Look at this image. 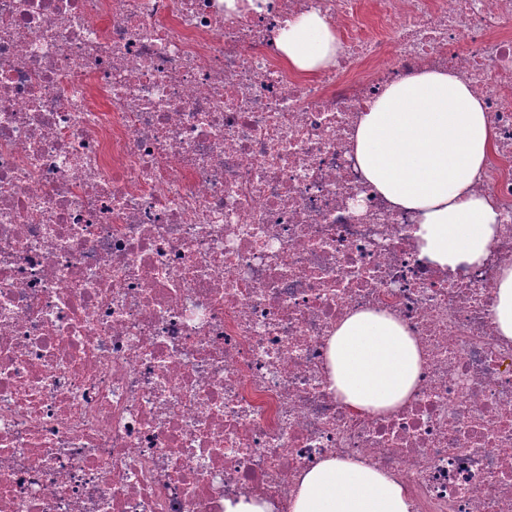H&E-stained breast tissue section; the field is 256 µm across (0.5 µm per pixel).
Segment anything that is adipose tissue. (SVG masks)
<instances>
[{
    "mask_svg": "<svg viewBox=\"0 0 512 512\" xmlns=\"http://www.w3.org/2000/svg\"><path fill=\"white\" fill-rule=\"evenodd\" d=\"M277 47L289 68L314 74L338 49L334 29L309 13L283 29ZM365 180L399 209L415 212L418 255L454 271L481 266L499 228L498 211L472 189L493 145L482 102L458 78L423 70L388 86L362 112L353 136ZM328 380L360 412L403 404L415 390L421 350L394 317L358 311L327 341ZM290 512H410L404 487L352 458L329 455L305 471Z\"/></svg>",
    "mask_w": 512,
    "mask_h": 512,
    "instance_id": "1",
    "label": "adipose tissue"
}]
</instances>
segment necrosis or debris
Returning a JSON list of instances; mask_svg holds the SVG:
<instances>
[{
	"label": "necrosis or debris",
	"instance_id": "4bbe7bcc",
	"mask_svg": "<svg viewBox=\"0 0 512 512\" xmlns=\"http://www.w3.org/2000/svg\"><path fill=\"white\" fill-rule=\"evenodd\" d=\"M311 12L339 51L306 75L276 40ZM425 68L495 134L475 269L419 259L355 160L367 104ZM510 264L512 0H0V512H288L327 455L410 512H512ZM359 310L420 344L389 412L328 382ZM493 318L497 334L506 343H512V266H504L496 285Z\"/></svg>",
	"mask_w": 512,
	"mask_h": 512
}]
</instances>
